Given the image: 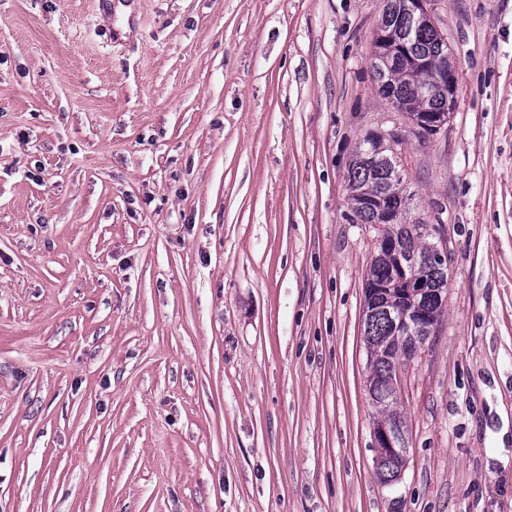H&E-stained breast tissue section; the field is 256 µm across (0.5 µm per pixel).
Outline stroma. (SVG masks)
<instances>
[{"mask_svg":"<svg viewBox=\"0 0 512 512\" xmlns=\"http://www.w3.org/2000/svg\"><path fill=\"white\" fill-rule=\"evenodd\" d=\"M383 0H0V512H512V0H427L448 123L401 148L448 300L375 474L347 170L405 127ZM373 439L377 452L376 471L382 472L383 485L391 487L401 479L410 441L401 429L383 422L374 425Z\"/></svg>","mask_w":512,"mask_h":512,"instance_id":"1","label":"stroma"}]
</instances>
